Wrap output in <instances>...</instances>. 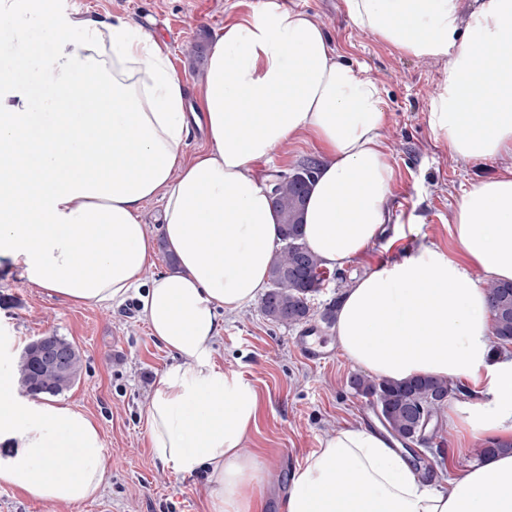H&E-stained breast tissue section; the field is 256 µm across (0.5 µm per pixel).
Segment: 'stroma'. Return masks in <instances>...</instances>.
<instances>
[{
    "label": "stroma",
    "instance_id": "35a3bbf8",
    "mask_svg": "<svg viewBox=\"0 0 512 512\" xmlns=\"http://www.w3.org/2000/svg\"><path fill=\"white\" fill-rule=\"evenodd\" d=\"M322 22L333 48L383 88L388 122L384 141L392 156L394 181L389 202L393 223L382 241L340 269V279L310 300V322L318 326L331 354L312 362L299 351L303 326L269 322L258 303L222 316L224 332L214 359L224 369L244 376L255 387L261 415L247 441L272 463L261 498L263 512H278L277 499L288 476L320 439L337 425L380 424L377 409L350 389L355 367L336 344L331 326L322 324L327 304L354 281L387 260L419 244H432L458 256L460 248L449 224L452 211L472 184L512 167V157L473 163L451 157L428 125V103L444 77L442 63L411 57L358 30L347 18L342 0H292ZM62 11L78 20L121 16L158 41L185 81L188 97H196L204 75L208 46L226 22L254 11L253 0H58ZM51 32L38 18L0 21V68L28 62L31 81L43 79L38 62L29 58L34 41H50ZM415 217L413 231L401 221ZM57 335L73 342L84 355L79 382L59 397L101 427L108 474L95 499L81 504L52 505L0 487V512H207L212 485L205 475H182L153 456L145 430V413L155 386L176 361L151 336L140 319L136 300L104 309L75 306L25 283L0 267V339L12 359L0 367L14 369V358L31 341Z\"/></svg>",
    "mask_w": 512,
    "mask_h": 512
}]
</instances>
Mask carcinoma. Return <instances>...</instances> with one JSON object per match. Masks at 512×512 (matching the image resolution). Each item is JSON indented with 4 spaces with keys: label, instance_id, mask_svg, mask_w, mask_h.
I'll return each instance as SVG.
<instances>
[{
    "label": "carcinoma",
    "instance_id": "obj_1",
    "mask_svg": "<svg viewBox=\"0 0 512 512\" xmlns=\"http://www.w3.org/2000/svg\"><path fill=\"white\" fill-rule=\"evenodd\" d=\"M306 182L299 186L288 180V174L279 175L274 197V208L280 225V248L274 253L268 272V284L275 286V294L261 299L262 314L273 323L294 326L305 323L311 316L310 299L325 285L326 275L320 258L313 252L302 254L304 243L301 228L303 212L312 184L316 161L306 159ZM494 312L493 336L499 347L512 345V283L489 286ZM67 353V366L62 370L36 371L30 354L37 344L32 341L19 357L15 372L21 392L37 397L41 390L58 396L70 390L80 379L83 355L80 349L63 336L52 335ZM355 394L368 399L380 409L383 424L401 439H412L416 418L424 412L435 419L444 410L448 398L458 392L453 382L428 376L406 381L376 380L362 374L350 379Z\"/></svg>",
    "mask_w": 512,
    "mask_h": 512
}]
</instances>
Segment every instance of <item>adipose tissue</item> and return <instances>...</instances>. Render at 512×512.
Masks as SVG:
<instances>
[{
    "label": "adipose tissue",
    "mask_w": 512,
    "mask_h": 512,
    "mask_svg": "<svg viewBox=\"0 0 512 512\" xmlns=\"http://www.w3.org/2000/svg\"><path fill=\"white\" fill-rule=\"evenodd\" d=\"M359 30L444 62L428 124L453 156H512V0H343ZM39 16L53 40L32 46L46 79L0 70V264L71 304L138 299L151 335L177 354L146 413L151 452L175 472L208 473L207 512H261L267 467L245 447L259 396L219 367L220 312L268 286L279 244L268 176L257 164L309 137L319 166L304 240L324 265L375 246L394 180L383 91L336 53L315 17L266 0L226 23L189 100L157 40L117 17L77 21L53 0H0V16ZM205 147L187 155L192 129ZM160 200L158 232L143 219ZM463 257L420 244L344 292L334 331L351 364L381 380L472 382L477 400L448 425L481 443L512 442V357L489 336V287L512 281V170L473 184L455 206ZM165 243L171 271L143 281ZM0 486L74 505L107 480L99 425L0 370ZM280 512H512V452L484 457L447 486L361 424L326 434L292 469Z\"/></svg>",
    "instance_id": "ef3b65f1"
}]
</instances>
